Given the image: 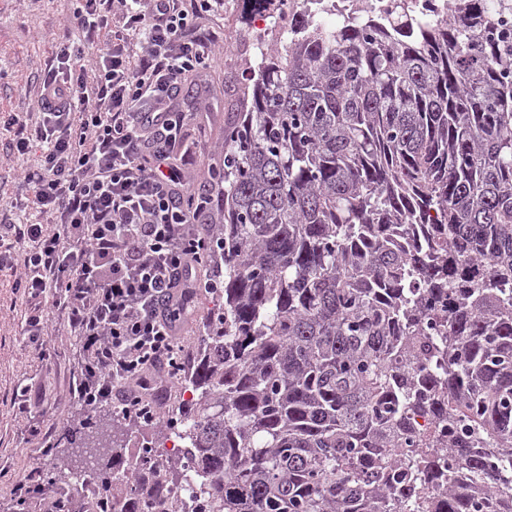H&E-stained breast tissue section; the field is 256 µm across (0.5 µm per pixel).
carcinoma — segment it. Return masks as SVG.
I'll return each mask as SVG.
<instances>
[{
    "instance_id": "1",
    "label": "carcinoma",
    "mask_w": 512,
    "mask_h": 512,
    "mask_svg": "<svg viewBox=\"0 0 512 512\" xmlns=\"http://www.w3.org/2000/svg\"><path fill=\"white\" fill-rule=\"evenodd\" d=\"M393 2L296 14L224 127V303L177 409L195 466H163L197 512H512V0ZM90 437L107 488L122 456ZM413 1L417 14L421 17L434 18L437 20H448V9L450 2L447 0H411Z\"/></svg>"
}]
</instances>
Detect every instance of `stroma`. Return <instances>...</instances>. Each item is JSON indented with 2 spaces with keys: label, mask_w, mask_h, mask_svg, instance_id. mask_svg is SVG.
<instances>
[{
  "label": "stroma",
  "mask_w": 512,
  "mask_h": 512,
  "mask_svg": "<svg viewBox=\"0 0 512 512\" xmlns=\"http://www.w3.org/2000/svg\"><path fill=\"white\" fill-rule=\"evenodd\" d=\"M75 6V0H0V225L22 217L33 222L44 219L28 208L33 193L22 179L24 170L39 165L41 153L21 155L11 149L14 129L7 119L34 111L60 44H84L83 32L69 22ZM244 79V72L227 70L219 63L206 77L186 75L173 98V108L190 115L182 143L194 152L198 183H205L209 168L220 161L224 128L236 118L235 103ZM16 278V271L0 270V468L7 471L0 480V512H14L11 484L33 470L53 476L46 493L68 494L79 504L83 496L72 459L74 441L83 436L88 415L72 393L81 367L80 343L62 316L54 314L48 321L47 354L29 346L24 330L30 303L17 288ZM215 305V295H197V318L181 328L186 360L195 357ZM24 386L30 390L31 404L22 412L16 391ZM191 396V390L176 379L160 397L162 416L154 422L131 423L108 407L97 414L102 428L120 432L117 450L129 462L137 448L166 440L164 415ZM30 419L39 427V435L26 432Z\"/></svg>",
  "instance_id": "35a3bbf8"
}]
</instances>
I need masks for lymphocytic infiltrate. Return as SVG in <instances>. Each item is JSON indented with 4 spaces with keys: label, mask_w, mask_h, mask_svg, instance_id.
<instances>
[{
    "label": "lymphocytic infiltrate",
    "mask_w": 512,
    "mask_h": 512,
    "mask_svg": "<svg viewBox=\"0 0 512 512\" xmlns=\"http://www.w3.org/2000/svg\"><path fill=\"white\" fill-rule=\"evenodd\" d=\"M219 2L192 0L186 11L175 0H118L144 55L131 59L113 43L89 84L76 69L81 48L63 45L42 86L59 107L33 134L18 123L12 142L20 153L40 145L42 167L25 179L34 208L57 217L5 227L17 249L0 251V269H20L32 304L28 343L46 353L49 312L63 311L85 354L75 393L87 409L110 406L132 423L159 417L148 394L183 368L180 322L195 296L224 285L214 196L197 194L172 165L186 116L169 107L187 74L216 63L211 44L187 32ZM205 262L212 270L202 280L195 271Z\"/></svg>",
    "instance_id": "1"
}]
</instances>
